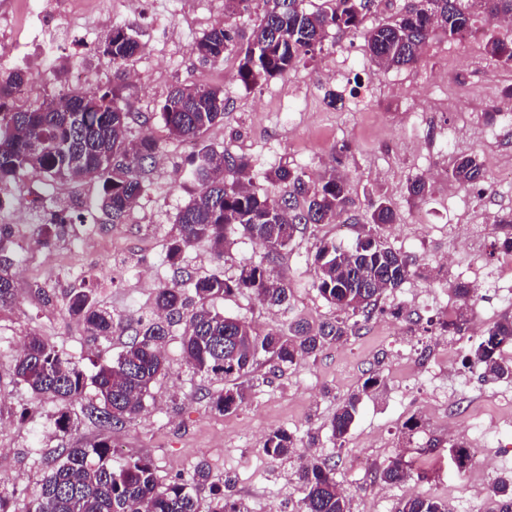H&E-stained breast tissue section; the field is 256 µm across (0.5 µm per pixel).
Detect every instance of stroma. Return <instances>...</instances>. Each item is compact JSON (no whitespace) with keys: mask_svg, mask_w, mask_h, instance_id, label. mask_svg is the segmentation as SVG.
Wrapping results in <instances>:
<instances>
[{"mask_svg":"<svg viewBox=\"0 0 512 512\" xmlns=\"http://www.w3.org/2000/svg\"><path fill=\"white\" fill-rule=\"evenodd\" d=\"M64 14L69 29L38 25L25 15L24 0H0V41L20 35L24 48L0 74L14 68L31 72L36 87L16 97L15 107L34 109L69 91L72 73L113 88L118 102L133 115L132 137L147 133L160 145L159 157L145 178L139 207L120 223L98 207V180L53 184L35 171L26 173L8 194L0 196V224L12 232L17 297L0 310V492L23 512L49 469L47 460L62 442L89 443L110 439L113 463L131 456L150 459L161 483L189 479L198 463L211 470V483L197 488L201 502L211 486L245 503L250 512H296L301 496L297 457L273 459L264 452L267 436L278 429L294 433L299 454L334 456L336 480L353 512H395L399 502L420 495L448 503L451 512H492L490 488L512 472L495 465L457 469L448 448L454 438L495 448L494 432L512 436V408L500 394L512 384L487 380L462 358L482 339L481 330L512 303L502 302L497 288L487 286L473 305V327L461 334L441 331L438 321L460 305L452 286L466 280L472 266L495 272L505 257L502 242L512 237V178L498 175L512 165V125L503 123L501 103L512 100V66L487 56L483 34L457 47L442 32L427 43L426 54L412 67L382 69L364 56L361 42L330 31L322 51L288 74L244 86L237 78L239 57L204 64L192 50L205 32L224 21V0H47ZM132 24L141 44L124 65L113 66L101 45L113 24ZM354 63L336 77L328 76L337 55ZM177 84L223 90L227 110L222 122L193 144L169 138L160 104ZM343 100L329 105L326 95ZM457 129L455 141L442 132ZM224 150L251 161L256 189L267 186L269 173L282 166L305 171L317 181L338 167L350 185L348 224H310L290 245L268 261L291 296L287 308L271 310L253 295L221 301L226 315L248 321L258 335L300 321L318 327L337 312L313 286L314 257L321 241L351 246L364 231L370 199L391 200L396 220L383 229L387 243L413 260V276L396 291H386L372 319L342 342L326 345L317 356L277 365L259 356L244 379L249 397L236 412L220 414L207 398L224 387L223 379L192 372L181 353L183 328L175 326L167 344L169 366L152 387L139 417L107 429L80 418L69 437L56 431V402L34 400L11 376L15 345L30 330L62 346L85 373H93L100 357L114 358L128 336L115 332L109 340H93L69 317L64 297L70 289L90 285L101 307L122 320L150 319L159 286L175 270L204 275L221 270L235 276L243 264L264 260L265 250L248 237L230 234L223 260L207 244L188 247L179 267L166 258L176 219L193 186L183 178L187 159L197 144ZM349 144L342 164L336 149ZM460 153L476 154L491 164L483 188L448 191V167ZM421 175L430 185L424 199H410L408 178ZM64 203L83 221L69 225L50 246L36 245V227L44 211ZM52 304H45L44 295ZM430 361L434 379H415V360ZM379 383L363 385L370 376ZM359 395L355 421L343 441L331 435L337 406ZM412 461L414 473L400 484H386L374 473L396 458ZM481 488L480 501L464 489Z\"/></svg>","mask_w":512,"mask_h":512,"instance_id":"35a3bbf8","label":"stroma"}]
</instances>
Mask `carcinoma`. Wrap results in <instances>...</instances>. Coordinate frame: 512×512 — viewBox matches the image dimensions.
<instances>
[{
  "label": "carcinoma",
  "instance_id": "carcinoma-1",
  "mask_svg": "<svg viewBox=\"0 0 512 512\" xmlns=\"http://www.w3.org/2000/svg\"><path fill=\"white\" fill-rule=\"evenodd\" d=\"M250 0H224V24L215 26L194 44L203 63H217L227 52L240 57L237 76L250 86L282 76L323 48L331 30L357 36L366 55L378 65L402 67L415 64L423 47L436 31L449 38L473 31L476 18L492 25L512 19V0H417V4L389 21L366 25L369 0H325L326 7L311 11L306 0H268L244 43L232 23L248 9ZM487 53L498 63L512 65V30L487 34ZM140 50L132 27L115 23L104 42V52L116 66ZM32 74L16 69L0 77V186L8 188L29 171L44 174L51 182H76L88 177L102 185L100 206L112 222L121 221L139 206L145 192L146 166L152 164L158 144L149 134L129 140L130 113L118 103L115 92L97 87L90 92H68L33 111L16 110L15 95L29 84ZM224 93L205 86L177 85L164 99L160 114L168 135L176 140H198L224 120ZM251 163L245 156L217 151L204 145L192 154L187 178L198 184L181 211L178 233L167 245L168 262L178 265L185 249L208 244L216 258L224 257L228 234L240 231L274 255L287 247L306 224H334L350 202L348 182L325 173L314 186L306 174L280 167L268 176L263 192L246 179ZM448 179L459 187H474L484 179L483 169L471 154L453 158ZM407 194L422 199L428 192L421 177L408 179ZM68 215L54 214L37 228L40 243L48 245L64 226ZM395 223L390 200L377 197L371 205L367 229L350 247L325 240L314 259V287L336 309V318L314 331L300 322L288 332L257 335L240 318L224 315L214 301L251 292L271 308L288 304L290 290L263 263L243 266L235 278L220 271L189 282H174L157 289L154 306L158 319L122 324L112 311L97 304L90 288H74L65 295V310L86 335L107 339L123 325L129 341L118 356L97 365L86 376L63 348L37 331L24 337L15 359L17 385L36 399L59 404L55 428L71 429V413H81L105 428L122 425L140 415L144 400L167 370L166 344L169 328L185 321L182 354L185 364L202 376L241 378L264 353L279 364H291L299 356L316 354L327 344L339 343L357 326L367 322L378 308L381 295L401 287L413 275L411 258L394 249L381 235L383 226ZM8 226L0 225V310L16 299L13 260L7 256L12 243ZM471 309L463 304L454 316L441 322L452 335L465 329ZM512 345V315L505 314L487 327L482 341L464 356L463 365L482 370L486 379L512 381V357L503 349ZM246 400L239 383L210 395L220 413L236 411ZM359 397L339 404L331 421L332 436L341 440L353 424ZM294 435L277 430L268 435L265 453L277 459L296 452ZM112 441L103 439L81 448H58L50 460V473L39 495L30 500L27 512H249L240 502L218 493L216 502L203 509L188 484L158 481L154 464L146 458H130L112 465ZM412 466L396 458L376 472L388 484L411 478ZM302 497L298 512H351L350 500L336 481L331 459L322 458L301 466ZM494 512H512V484L499 480L491 488ZM396 512H450L448 503L433 498L410 497L399 502Z\"/></svg>",
  "mask_w": 512,
  "mask_h": 512
}]
</instances>
